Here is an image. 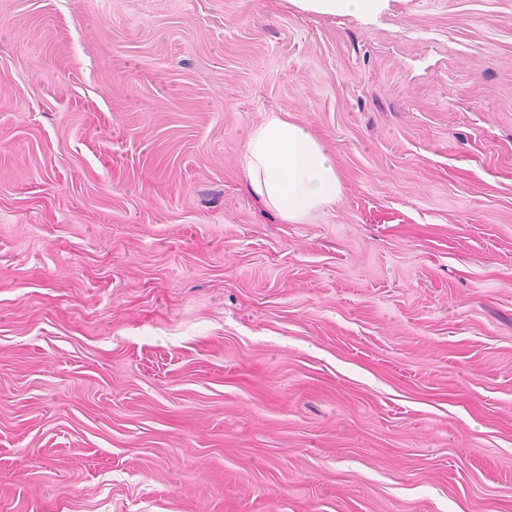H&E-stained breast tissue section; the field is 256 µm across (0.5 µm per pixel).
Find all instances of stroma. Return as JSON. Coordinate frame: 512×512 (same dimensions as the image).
Returning a JSON list of instances; mask_svg holds the SVG:
<instances>
[{"mask_svg": "<svg viewBox=\"0 0 512 512\" xmlns=\"http://www.w3.org/2000/svg\"><path fill=\"white\" fill-rule=\"evenodd\" d=\"M0 512H512V0H0ZM305 8L327 14H368L382 0H296ZM245 186L281 220L300 224L336 202V154L307 126L272 112L250 128L241 152Z\"/></svg>", "mask_w": 512, "mask_h": 512, "instance_id": "stroma-1", "label": "stroma"}]
</instances>
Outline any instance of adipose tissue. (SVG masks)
Instances as JSON below:
<instances>
[{"instance_id":"obj_1","label":"adipose tissue","mask_w":512,"mask_h":512,"mask_svg":"<svg viewBox=\"0 0 512 512\" xmlns=\"http://www.w3.org/2000/svg\"><path fill=\"white\" fill-rule=\"evenodd\" d=\"M245 186L281 220L299 224L336 202V154L307 126L278 113L250 128L241 152Z\"/></svg>"}]
</instances>
